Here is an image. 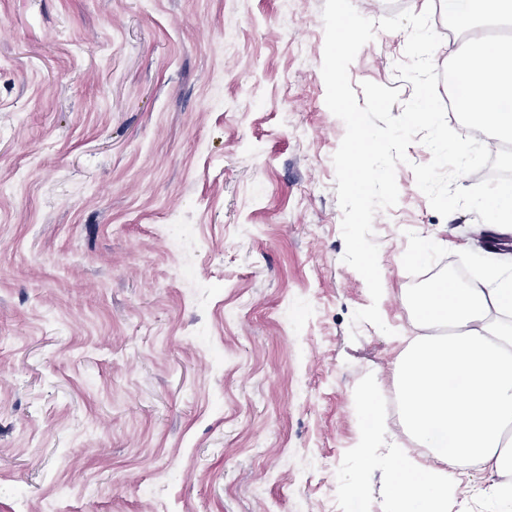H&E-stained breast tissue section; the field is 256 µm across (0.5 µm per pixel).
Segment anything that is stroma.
Wrapping results in <instances>:
<instances>
[{
	"label": "stroma",
	"mask_w": 512,
	"mask_h": 512,
	"mask_svg": "<svg viewBox=\"0 0 512 512\" xmlns=\"http://www.w3.org/2000/svg\"><path fill=\"white\" fill-rule=\"evenodd\" d=\"M324 2L0 0V512H392L359 444L407 295L500 228L436 213L413 142L373 220L386 328L352 324ZM406 41L349 67L395 117Z\"/></svg>",
	"instance_id": "1"
}]
</instances>
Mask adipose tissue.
<instances>
[{
  "label": "adipose tissue",
  "instance_id": "adipose-tissue-1",
  "mask_svg": "<svg viewBox=\"0 0 512 512\" xmlns=\"http://www.w3.org/2000/svg\"><path fill=\"white\" fill-rule=\"evenodd\" d=\"M467 40L454 76L457 109L486 140L512 137V41L490 25L512 20V0H441ZM409 304L419 333L402 337L395 380L396 438L387 415L363 432L364 453L382 452L394 512H448L474 474L493 476L483 494L512 512V254L467 286L436 278Z\"/></svg>",
  "mask_w": 512,
  "mask_h": 512
}]
</instances>
